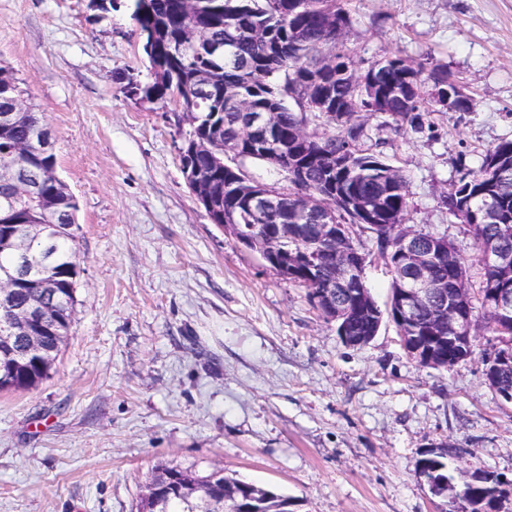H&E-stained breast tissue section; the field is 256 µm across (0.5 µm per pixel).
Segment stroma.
<instances>
[{"label": "stroma", "instance_id": "stroma-1", "mask_svg": "<svg viewBox=\"0 0 512 512\" xmlns=\"http://www.w3.org/2000/svg\"><path fill=\"white\" fill-rule=\"evenodd\" d=\"M132 0H0V69L47 124L78 204L75 312L47 378L0 392V512H138L158 465L213 469L288 495L293 512H437L422 453L453 445L458 478L512 476V403L470 360L417 366L395 325L346 346L307 291L212 224L188 187L173 104L152 80ZM342 43L370 61L435 58L472 98L395 133L361 116L406 178L407 223L446 236L478 271L470 229L443 204L460 170L512 140V0H350ZM378 304L391 274L372 233Z\"/></svg>", "mask_w": 512, "mask_h": 512}]
</instances>
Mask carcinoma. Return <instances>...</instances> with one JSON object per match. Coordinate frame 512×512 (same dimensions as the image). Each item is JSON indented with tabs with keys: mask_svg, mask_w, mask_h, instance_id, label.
I'll return each mask as SVG.
<instances>
[{
	"mask_svg": "<svg viewBox=\"0 0 512 512\" xmlns=\"http://www.w3.org/2000/svg\"><path fill=\"white\" fill-rule=\"evenodd\" d=\"M304 5L295 7L292 0H224V12L238 14L240 20L259 24L269 30L270 38L265 44L238 40L233 32L224 26V19L208 13L186 14L182 0H148L144 13L135 18L140 30L152 28L159 38L168 43L178 41L183 29L189 25L205 28L208 44L209 63L216 71L218 83L199 88L200 97L214 102L208 110L197 112L200 126L207 127L216 136L217 143L232 139L242 132L238 112L217 106L222 96L224 84L241 85L255 103L263 104L269 97L280 99L281 126L284 131L305 123L304 113L290 105L288 98L295 93L296 80L318 70L325 54L323 22L332 17L336 20V39L331 45L341 42L342 34L350 24V14L346 0H302ZM168 66L177 70L178 80L189 86L197 85L196 60L191 48L180 53L178 59H165ZM408 68L407 60L395 56L373 61L367 71L375 73L385 86L398 81ZM421 83L432 84L433 89L448 87L450 79L446 66L434 63H420L416 66ZM326 88L336 98V106L341 107L357 99V88L349 75L332 74L326 77ZM22 95L15 81L0 72V113L8 111L15 98ZM384 112L392 118L395 130L420 129L429 114L427 101L420 98L408 102L393 95L386 101ZM44 126L37 112H18L13 123L0 132V166L11 162L8 154L14 142L28 141L35 131ZM364 128L353 125L347 129L338 126L321 136L322 151L326 155L342 152L354 154L353 168L350 171H336V190L358 191L363 198L375 200L388 193L387 224L403 223L408 211L405 177L400 182L388 186V180L396 167L390 164L383 151L361 148ZM512 165V140L503 141L489 150L481 167L476 171L465 172L458 181L451 184L445 204L448 213L465 219L478 215L488 204L495 205L506 223L512 225V188L493 190L490 169L494 161ZM31 177L39 180L37 199H25L16 204L10 215L0 213V224H13L19 231H26L24 243L30 249V261L34 268L37 287L23 288L16 297L17 304L33 307L40 304L45 293H56L55 316L47 320L50 328L68 335L76 305L75 283L79 274L75 242L74 214L77 204L65 182L57 173V156L54 151L39 153L28 160ZM195 167L201 186L224 185V169L215 165L207 155H198L190 160ZM265 224H294L296 231L288 238V248L296 251H310L314 248V237L310 234L313 223L300 213L297 193L288 191L276 206L266 211ZM52 255L50 269L42 266L44 254ZM430 275L448 279V284L469 278V267L453 244H448V262L435 265ZM52 280L54 288L42 287L46 280ZM291 283L308 290V297L316 292H327L331 296L343 297L345 289L337 287L336 267L325 264L317 272V281L307 284L293 279ZM473 305L483 312V328L496 336L498 318L480 299ZM377 323L366 306L352 314L348 327L359 336ZM21 367L16 374L0 381V391L23 390L36 386L48 376L49 368L32 357H19ZM452 455L450 451H430L421 459L419 468L434 472L438 476H451ZM465 505L469 512H497L498 503L492 488L483 480H477L457 487L453 499L445 502L443 512H455L459 505Z\"/></svg>",
	"mask_w": 512,
	"mask_h": 512,
	"instance_id": "cac0c4a2",
	"label": "carcinoma"
}]
</instances>
